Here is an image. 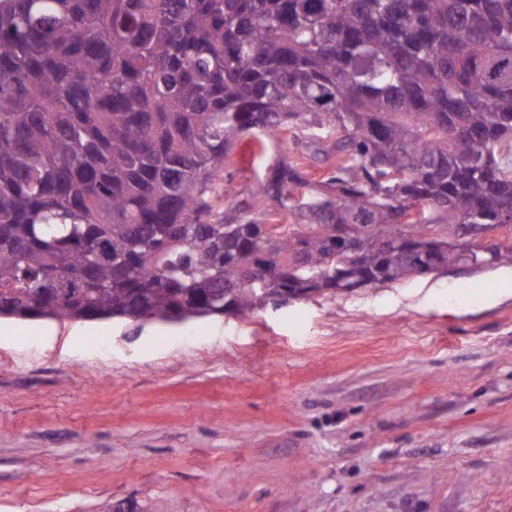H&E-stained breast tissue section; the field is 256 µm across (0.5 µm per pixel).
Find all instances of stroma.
I'll return each mask as SVG.
<instances>
[{
    "label": "stroma",
    "mask_w": 512,
    "mask_h": 512,
    "mask_svg": "<svg viewBox=\"0 0 512 512\" xmlns=\"http://www.w3.org/2000/svg\"><path fill=\"white\" fill-rule=\"evenodd\" d=\"M295 160L236 141L225 207ZM505 267L183 325L0 318V512H512Z\"/></svg>",
    "instance_id": "stroma-1"
}]
</instances>
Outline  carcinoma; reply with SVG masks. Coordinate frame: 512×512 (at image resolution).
Returning <instances> with one entry per match:
<instances>
[{
  "mask_svg": "<svg viewBox=\"0 0 512 512\" xmlns=\"http://www.w3.org/2000/svg\"><path fill=\"white\" fill-rule=\"evenodd\" d=\"M268 168L226 213L235 141ZM512 264V0H0V316L246 315ZM280 156H286L291 161L299 156L289 136L288 139L270 144L265 160H262L258 154L256 135L245 134L239 137L236 140L231 162L224 170L222 190L223 192L226 190L227 194L224 199V209L250 202L253 196H257L260 184L254 170L262 177L265 165L273 163Z\"/></svg>",
  "mask_w": 512,
  "mask_h": 512,
  "instance_id": "cac0c4a2",
  "label": "carcinoma"
}]
</instances>
